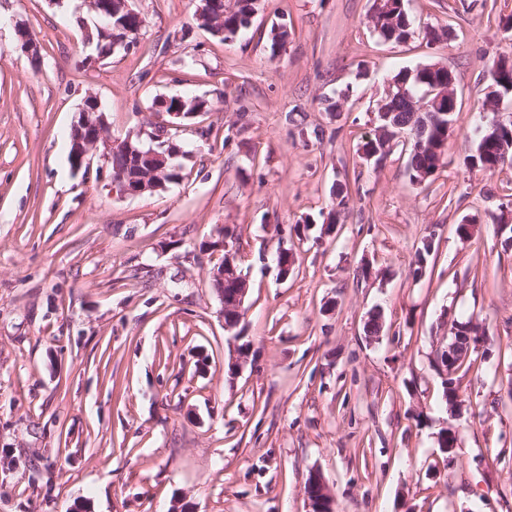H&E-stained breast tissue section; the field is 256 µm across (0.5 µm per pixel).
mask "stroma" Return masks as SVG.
Segmentation results:
<instances>
[{
    "instance_id": "35a3bbf8",
    "label": "stroma",
    "mask_w": 512,
    "mask_h": 512,
    "mask_svg": "<svg viewBox=\"0 0 512 512\" xmlns=\"http://www.w3.org/2000/svg\"><path fill=\"white\" fill-rule=\"evenodd\" d=\"M199 4L135 0L143 27L101 58L87 0H0V512H307L314 471L335 512H512V247L497 223L512 166L464 163L488 66L512 60V0H409L404 44L373 34V0H259L230 42L199 26ZM429 27L444 39L427 45ZM434 63L455 76L457 118L445 166L418 184L400 150L377 165L358 148L391 78ZM159 96L206 103L168 129L178 182L123 196L102 159L74 169L86 98L121 141ZM224 226L248 282L232 333L210 280L223 254L200 249ZM457 316L488 340L454 417L433 360Z\"/></svg>"
}]
</instances>
